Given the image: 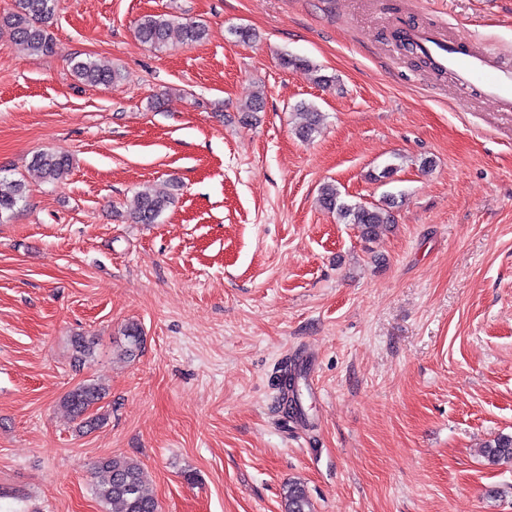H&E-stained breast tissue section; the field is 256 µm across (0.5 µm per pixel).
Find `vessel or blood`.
<instances>
[{"mask_svg": "<svg viewBox=\"0 0 512 512\" xmlns=\"http://www.w3.org/2000/svg\"><path fill=\"white\" fill-rule=\"evenodd\" d=\"M404 40L440 73L451 75L463 97L495 102L512 112V63L492 62L465 41H448L434 30H406Z\"/></svg>", "mask_w": 512, "mask_h": 512, "instance_id": "obj_1", "label": "vessel or blood"}]
</instances>
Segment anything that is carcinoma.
I'll return each instance as SVG.
<instances>
[{
	"label": "carcinoma",
	"mask_w": 512,
	"mask_h": 512,
	"mask_svg": "<svg viewBox=\"0 0 512 512\" xmlns=\"http://www.w3.org/2000/svg\"><path fill=\"white\" fill-rule=\"evenodd\" d=\"M57 0H15V11L0 18V27L10 30L12 42L36 55H50L54 51V40L49 24L56 12ZM177 29L183 42L192 44L203 40L205 29L194 22L174 24V19L146 15L140 19L137 34L140 40L155 48L164 45L172 29ZM281 63L286 68L300 70L313 77L319 84L327 85L331 79L314 75L315 68L304 58L284 56ZM74 74L83 82L97 86L110 85L120 78V72L111 65L95 60H78L73 63ZM299 123L295 133L309 140L320 129L322 115L306 103L297 106ZM40 177L47 182H58L69 172L70 159L52 153L38 155L32 163ZM26 196V184L22 180H9L0 176V216L13 211ZM170 193L142 190L134 199V219L138 224H153L172 204ZM320 204L336 212L339 219L354 224L360 236L372 241L394 223L391 212L380 206L349 205L340 198L333 184L321 188ZM124 345L121 355L132 357L141 349L142 336L135 324L123 330ZM74 360L82 363L94 354V342L89 337L76 335L71 338ZM106 395L105 389L96 382L83 383L69 391L62 404L72 419L81 428H93L100 417L91 409ZM482 456L492 466L512 462V436L499 435L485 443ZM101 479L94 492L105 512H157V503L146 491L147 472L137 461L121 456L106 457L98 461ZM284 512H313L311 501L304 486L291 482L284 489Z\"/></svg>",
	"instance_id": "cac0c4a2"
}]
</instances>
